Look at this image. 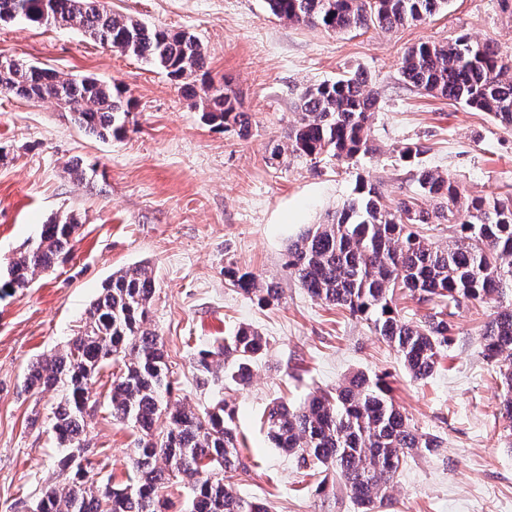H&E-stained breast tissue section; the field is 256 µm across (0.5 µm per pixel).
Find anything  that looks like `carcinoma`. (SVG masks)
<instances>
[{
  "instance_id": "1",
  "label": "carcinoma",
  "mask_w": 512,
  "mask_h": 512,
  "mask_svg": "<svg viewBox=\"0 0 512 512\" xmlns=\"http://www.w3.org/2000/svg\"><path fill=\"white\" fill-rule=\"evenodd\" d=\"M449 0H266L275 17L318 26L327 32L370 27L390 30L423 22ZM22 18L33 25L76 29L103 46L130 54L166 73L183 91L196 95L193 78L204 68L199 39L186 31L151 28L116 16L100 0H0V21ZM406 85L494 115L512 126V66L488 45L463 35L452 43L425 42L401 59ZM205 116L218 125L248 129V117L224 87L202 84ZM0 94L39 101L53 99L75 121L100 138L127 132L131 100L123 91L94 78L60 75L54 70L10 59L0 63ZM377 91L358 75L313 84L299 97V118L288 127V145L272 147L269 161L284 154L311 161L322 156L349 161L371 154L370 117ZM419 193L393 209L375 184L361 182L354 196L288 248L287 267L310 297L348 311L397 353L408 375L431 377L454 341L455 310L464 304H489L512 285V196L475 198L460 205L458 187L429 168L416 172ZM453 223L447 242L432 232ZM80 228L74 214L42 225L39 241L9 263L3 288H28L36 275L65 258ZM231 284L259 303L279 301L273 281L235 269ZM156 291L150 267L134 263L112 273L86 311L84 325L65 349L31 363L24 388L34 396L56 394L48 425L66 453L57 460L63 483L40 498L41 512H166L161 490L188 485L189 512H269L261 501L241 496L224 483L228 472L248 465L233 426L235 409L220 400L202 411L171 402V362L159 333L149 323ZM431 306L412 321L397 309V292ZM481 354L497 368L502 387L500 415L512 421V309H502L484 325ZM266 340L249 325L224 337V344L197 352V386L210 383L214 364L224 361L231 379L244 385ZM123 360L108 375L112 420L141 433L130 449L133 477L122 486L100 484L88 448L91 411L98 399L91 390L110 361ZM167 420L159 430L156 423ZM262 424L274 447L303 468L332 474L331 487L349 498L356 512H378L390 501L391 483L407 461L438 457L439 437L410 423L382 377L356 373L330 390L290 405L274 403Z\"/></svg>"
}]
</instances>
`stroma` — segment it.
I'll list each match as a JSON object with an SVG mask.
<instances>
[{
  "label": "stroma",
  "instance_id": "35a3bbf8",
  "mask_svg": "<svg viewBox=\"0 0 512 512\" xmlns=\"http://www.w3.org/2000/svg\"><path fill=\"white\" fill-rule=\"evenodd\" d=\"M105 10L151 26L185 30L202 42L204 70L234 90L248 131L202 117L157 67L74 29L0 22V55L118 85L132 101L117 139L87 135L55 101L0 95V275L34 243L43 224L65 211L83 224L65 261L31 287L0 292V512H26L58 481L55 438L28 425L48 415L49 399L22 388L31 361L63 349L112 272L147 263L156 281L151 326L173 367V396L195 408L221 398L250 463L226 480L270 512H354L350 500L317 492L295 460L269 442L260 419L276 399L298 404L362 372L386 376L411 423L443 442L440 457L408 462L385 512H512V447L499 416L500 382L480 354V334L501 303L462 306L455 342L428 380H411L395 351L349 312L311 298L290 274L289 246L350 198L359 181L379 186L389 206L416 195V169L448 175L462 201L512 194V126L490 114L420 93L401 79L409 47L462 35L494 47L512 64V4L450 0L423 23L391 30L334 33L273 16L264 0H100ZM346 73L370 79L378 100L370 121L376 154L351 163L324 159L270 165L287 145L303 87ZM422 145L419 165L401 148ZM88 173L79 181L75 164ZM277 282L278 303L260 306L238 292L226 270ZM256 328L268 350L249 385L227 373L196 386L198 350L238 326ZM138 433L113 422L100 398L89 433L109 460L99 482L127 481L126 456Z\"/></svg>",
  "mask_w": 512,
  "mask_h": 512
}]
</instances>
